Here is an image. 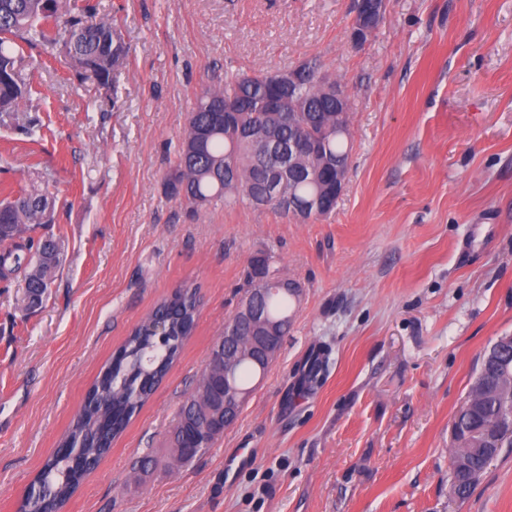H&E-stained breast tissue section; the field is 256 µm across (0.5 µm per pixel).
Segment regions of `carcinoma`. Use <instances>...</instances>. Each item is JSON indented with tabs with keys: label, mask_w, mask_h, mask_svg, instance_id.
I'll return each instance as SVG.
<instances>
[{
	"label": "carcinoma",
	"mask_w": 512,
	"mask_h": 512,
	"mask_svg": "<svg viewBox=\"0 0 512 512\" xmlns=\"http://www.w3.org/2000/svg\"><path fill=\"white\" fill-rule=\"evenodd\" d=\"M70 35L78 39L63 59L73 76L80 81L91 78L102 89L110 87L115 70L127 56L112 18L95 17L93 7L87 5L62 21L59 0H0V124L18 119L20 105L31 95L32 86L20 69L26 49H55ZM316 66L314 71L302 70L297 107L285 112L263 110L275 78L272 72L255 70L249 74L227 69L224 83L203 88L178 144L175 165L165 178L166 193L185 202L193 212L215 199L224 200L226 206L240 202L260 206L266 194L269 163L253 144L224 132V103L233 101L249 106L248 111L238 113L244 132L261 127L285 147L298 131L321 142L319 154L301 161L306 177L289 178L281 188L284 198L314 195L325 179L336 176V162L349 161L351 151V135L336 134L338 121L351 127V113L344 114L336 106V91L323 82L321 62ZM49 206H55L54 198L28 183H16L0 199V277L6 281L15 272L24 271L25 311L31 309L32 299L44 301L60 264L56 240L34 236L37 229L54 223V216L46 215ZM269 274L266 260L255 259L249 287H261L257 279ZM199 304L198 287L183 285L132 331L100 371L63 440L64 445L78 451L77 458L59 453L50 458L36 478L38 487L23 498L18 512H40L46 500L60 509L73 496L83 477L163 381L183 341L193 331ZM294 304L295 295L284 290L260 298L262 316L278 323L282 338L288 335ZM157 320L164 321L166 328L167 339L162 342L152 332ZM229 325L245 337L233 378L237 387L246 389L259 373V367L247 357L256 324L237 314ZM496 372L495 363L479 371L466 398L468 409L457 417L462 439L451 454V481L463 499L485 469V446L492 447L495 455L512 447V426L498 421L502 407H512V386L497 378ZM212 388L223 389V377L215 376L208 367L180 408L169 439L172 457L180 464L189 460L183 449L193 445L192 454L205 452L232 425L212 408Z\"/></svg>",
	"instance_id": "1"
}]
</instances>
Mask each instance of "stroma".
Returning <instances> with one entry per match:
<instances>
[{
    "label": "stroma",
    "mask_w": 512,
    "mask_h": 512,
    "mask_svg": "<svg viewBox=\"0 0 512 512\" xmlns=\"http://www.w3.org/2000/svg\"><path fill=\"white\" fill-rule=\"evenodd\" d=\"M90 2L128 49L111 87L33 50L19 120L41 137L0 126V188L45 186L61 248L40 307L21 312L19 279L0 280V512H16L126 336L186 283L200 287L192 335L63 512H512V448L468 498L449 481L454 418L512 334V0H389L359 45L354 0ZM311 57L352 113L331 215L193 214L165 194L202 88L228 67ZM260 253L302 289L292 326L236 422L168 467L179 408Z\"/></svg>",
    "instance_id": "35a3bbf8"
}]
</instances>
